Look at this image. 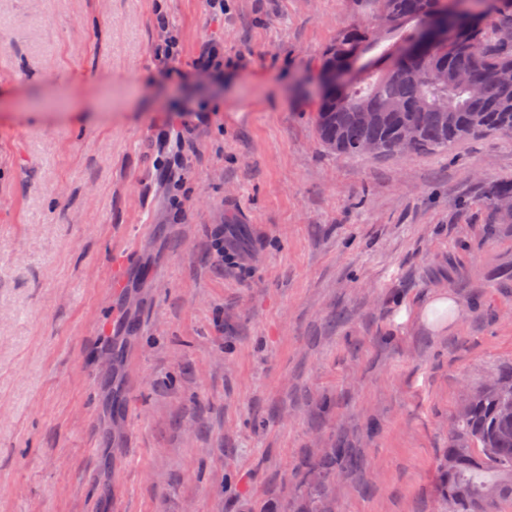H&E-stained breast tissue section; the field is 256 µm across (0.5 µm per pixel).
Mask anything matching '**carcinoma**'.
<instances>
[{
  "instance_id": "obj_1",
  "label": "carcinoma",
  "mask_w": 512,
  "mask_h": 512,
  "mask_svg": "<svg viewBox=\"0 0 512 512\" xmlns=\"http://www.w3.org/2000/svg\"><path fill=\"white\" fill-rule=\"evenodd\" d=\"M435 18V43L385 66L364 84L362 57L385 34L409 28L415 43ZM512 28V0H378L374 18L336 35L324 65L353 73L345 87L324 92L316 108L320 141L343 156L360 154L371 141L383 156L398 154L408 136L414 152L446 149L468 138L493 134L512 139V41L498 31ZM512 179L496 180L485 192L487 223L512 224ZM512 364L470 390L448 425V512H498L512 501V417L501 407L512 394Z\"/></svg>"
}]
</instances>
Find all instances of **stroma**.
Masks as SVG:
<instances>
[{
    "label": "stroma",
    "instance_id": "1",
    "mask_svg": "<svg viewBox=\"0 0 512 512\" xmlns=\"http://www.w3.org/2000/svg\"><path fill=\"white\" fill-rule=\"evenodd\" d=\"M224 4L0 0V512H448V423L512 363V140L333 154L321 54L376 0ZM157 24L161 31L168 33V36L164 39L163 44L159 47V57L165 63H173L179 58L180 45L176 35H173L170 31L168 21L163 15L157 17ZM195 67L202 74L220 76L224 71V47L210 39L202 40L195 58ZM485 206L487 210V223L489 224H512V212H507L503 208L512 209V179L496 180L490 184L485 192ZM461 309L455 296L449 292L435 294L418 312L422 323L434 332H443L460 317Z\"/></svg>",
    "mask_w": 512,
    "mask_h": 512
}]
</instances>
